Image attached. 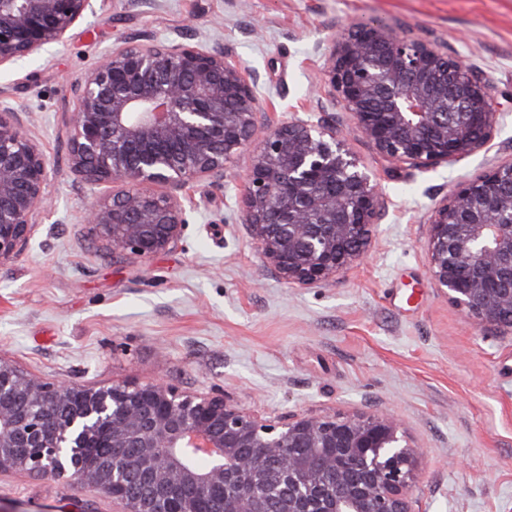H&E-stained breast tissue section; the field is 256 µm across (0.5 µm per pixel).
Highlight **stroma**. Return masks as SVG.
I'll return each mask as SVG.
<instances>
[{
    "mask_svg": "<svg viewBox=\"0 0 512 512\" xmlns=\"http://www.w3.org/2000/svg\"><path fill=\"white\" fill-rule=\"evenodd\" d=\"M67 45L0 70L49 158L26 250L0 266V355L46 379L91 386L164 379L181 393L223 389L259 417L390 413L422 457L415 512H512V340L466 319L434 287L427 222L460 181L512 161V0H92ZM360 23L461 54L494 85L502 118L468 157L393 163L333 106L322 72L333 36ZM131 34L232 48L261 74L280 122L327 112L380 185L370 252L335 282L286 284L241 220L236 185L202 187L173 251L112 257L83 222L65 121L72 84ZM97 490L0 472V512H123Z\"/></svg>",
    "mask_w": 512,
    "mask_h": 512,
    "instance_id": "35a3bbf8",
    "label": "stroma"
}]
</instances>
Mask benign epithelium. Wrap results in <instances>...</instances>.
Masks as SVG:
<instances>
[{"mask_svg":"<svg viewBox=\"0 0 512 512\" xmlns=\"http://www.w3.org/2000/svg\"><path fill=\"white\" fill-rule=\"evenodd\" d=\"M91 0H0V68L68 42ZM343 108L386 159L415 167L486 146L493 84L464 57L379 24L324 52ZM258 71L227 46L128 37L71 91V168L84 223L114 254L178 247L197 187L224 186L245 151L242 221L290 286L336 281L363 258L385 201L336 122L271 124ZM49 161L0 100V266L47 208ZM433 284L470 320L512 335V162L459 183L431 215ZM203 456L199 467L193 458ZM420 452L390 414H296L271 422L161 380L47 381L0 356V472L90 486L125 512H413Z\"/></svg>","mask_w":512,"mask_h":512,"instance_id":"7a95c632","label":"benign epithelium"}]
</instances>
